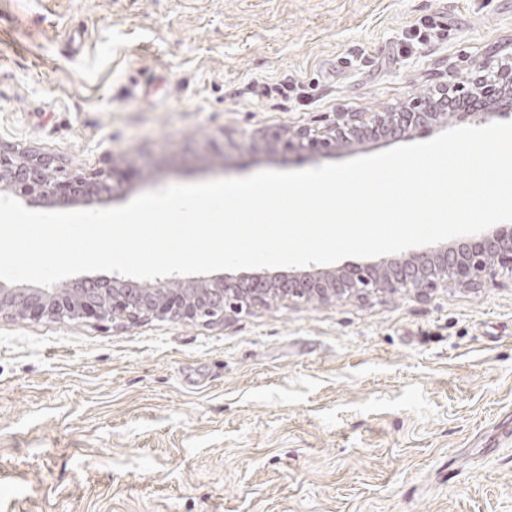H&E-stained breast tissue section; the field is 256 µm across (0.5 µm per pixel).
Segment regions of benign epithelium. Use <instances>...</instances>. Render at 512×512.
<instances>
[{
  "mask_svg": "<svg viewBox=\"0 0 512 512\" xmlns=\"http://www.w3.org/2000/svg\"><path fill=\"white\" fill-rule=\"evenodd\" d=\"M496 98L512 107V73L473 65L465 84L445 85L436 93L415 97L403 112H338L323 130L300 127L274 135L291 151L334 152L359 140H394L412 132L448 125L478 112L494 114L485 101ZM119 186L115 169L90 174L66 173L41 153L0 149V189L17 197L44 202H74L110 195ZM512 272V229L484 231L454 245H438L419 256L379 263L351 264L336 270L296 274H243L183 281L171 275L142 284L119 277L79 278L62 288H12L0 285V314L35 321L159 320L218 325L269 304H327L352 297L366 299L413 289L424 298L440 288H480L495 267Z\"/></svg>",
  "mask_w": 512,
  "mask_h": 512,
  "instance_id": "benign-epithelium-1",
  "label": "benign epithelium"
}]
</instances>
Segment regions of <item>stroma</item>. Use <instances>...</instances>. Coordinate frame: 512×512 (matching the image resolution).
Returning a JSON list of instances; mask_svg holds the SVG:
<instances>
[{
	"label": "stroma",
	"mask_w": 512,
	"mask_h": 512,
	"mask_svg": "<svg viewBox=\"0 0 512 512\" xmlns=\"http://www.w3.org/2000/svg\"><path fill=\"white\" fill-rule=\"evenodd\" d=\"M512 61V0H0V147L172 184ZM307 96L264 95L283 79ZM0 512H512V274L221 325L0 318Z\"/></svg>",
	"instance_id": "1"
}]
</instances>
